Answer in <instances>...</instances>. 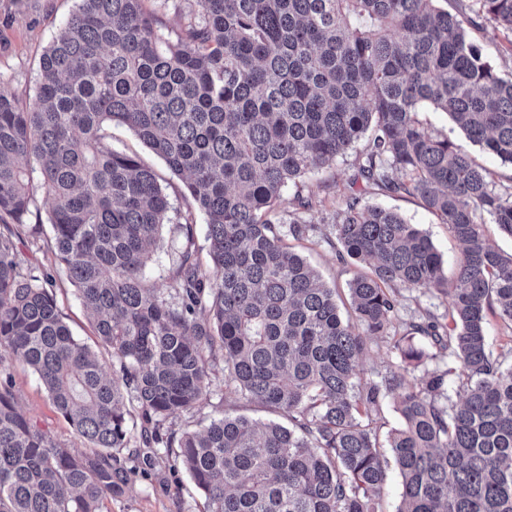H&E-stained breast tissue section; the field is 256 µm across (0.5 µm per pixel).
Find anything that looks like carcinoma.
<instances>
[{
    "label": "carcinoma",
    "mask_w": 512,
    "mask_h": 512,
    "mask_svg": "<svg viewBox=\"0 0 512 512\" xmlns=\"http://www.w3.org/2000/svg\"><path fill=\"white\" fill-rule=\"evenodd\" d=\"M145 0H76L45 48L26 105L0 92V512H101L123 492L138 445L176 449L206 512H378L386 447L402 478L397 512H512V365L487 348V313L512 323V192L418 119L448 113L467 140L512 163V78L483 59L436 0H194L175 35ZM512 45V0H475ZM130 129L183 177L187 211L154 170L112 144ZM358 177L418 198L462 244L453 280L428 235L353 193L336 245L371 271L336 289L283 242V191L357 144ZM36 166H31L30 162ZM50 203L55 254L99 343L76 339L53 278L17 257L36 194ZM206 216L201 268L192 210ZM183 244L165 296L144 276L162 227ZM448 296L394 325L397 289ZM423 336L458 363L410 385ZM394 337L401 365L362 382L371 343ZM39 377L92 451L60 447L15 402L6 365ZM283 421L226 414L176 435L170 416L207 400L211 374ZM403 420L381 441L383 397ZM140 429L133 441L131 427Z\"/></svg>",
    "instance_id": "cac0c4a2"
}]
</instances>
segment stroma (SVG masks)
Wrapping results in <instances>:
<instances>
[{
    "mask_svg": "<svg viewBox=\"0 0 512 512\" xmlns=\"http://www.w3.org/2000/svg\"><path fill=\"white\" fill-rule=\"evenodd\" d=\"M74 6L75 0H0V92L22 104L30 101L35 90L39 59ZM112 144L119 149L137 152L159 175L172 206L178 211H185L184 184L170 173L162 159L123 126L113 127ZM353 163L354 157L349 154L337 158L330 167L304 175V183L316 190L311 210L303 215L313 229L308 239L294 245L296 252L307 259L325 284L342 290L361 269L355 260L339 259L333 243L334 216L349 194ZM321 183L326 184V191H318L317 186ZM362 201L398 211L408 223L416 225L430 237L443 258L445 270H453L462 247L447 225L441 224L418 200L407 196H388L370 188L363 194ZM180 239L176 225H165L159 245L145 269L147 280L167 295L173 288L171 271L178 259ZM16 245L25 266L34 268L36 273L53 276L58 307L73 335L86 344H94L93 328L76 289L67 280L54 253L47 249L43 235L22 230ZM447 307L446 295L402 288L398 291L395 324L404 327L427 311L441 316ZM9 373L19 406L38 426L71 452L87 451L86 441L77 436L57 413L37 375L20 363L10 365ZM225 412L256 419L266 416L256 404L231 394L225 386L223 372L219 371L212 376L209 399L199 407L174 415L169 423L172 431L179 433L198 428L200 423ZM140 454L150 458V466L146 472L136 474L121 495L104 500L103 512H202L203 499L189 475L175 464L173 456L155 455L147 448L141 449Z\"/></svg>",
    "mask_w": 512,
    "mask_h": 512,
    "instance_id": "1",
    "label": "stroma"
}]
</instances>
